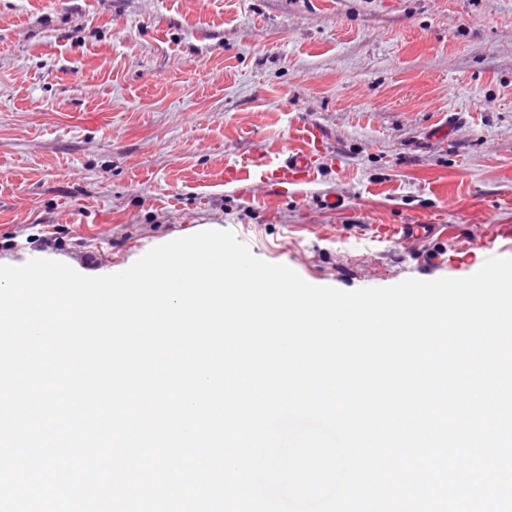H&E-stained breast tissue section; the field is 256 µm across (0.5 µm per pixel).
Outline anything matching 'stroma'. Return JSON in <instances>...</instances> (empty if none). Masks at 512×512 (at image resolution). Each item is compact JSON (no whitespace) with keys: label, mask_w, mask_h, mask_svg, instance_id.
<instances>
[{"label":"stroma","mask_w":512,"mask_h":512,"mask_svg":"<svg viewBox=\"0 0 512 512\" xmlns=\"http://www.w3.org/2000/svg\"><path fill=\"white\" fill-rule=\"evenodd\" d=\"M309 125L314 183L225 187ZM208 229L344 291L512 257V0H0V263Z\"/></svg>","instance_id":"1"}]
</instances>
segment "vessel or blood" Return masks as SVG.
I'll list each match as a JSON object with an SVG mask.
<instances>
[{"instance_id":"1","label":"vessel or blood","mask_w":512,"mask_h":512,"mask_svg":"<svg viewBox=\"0 0 512 512\" xmlns=\"http://www.w3.org/2000/svg\"><path fill=\"white\" fill-rule=\"evenodd\" d=\"M317 148L316 128L305 127L300 145L272 160H255L239 166H228L224 170V181L228 184L247 181L252 188L273 196L287 193L289 186L307 183L314 178L317 171Z\"/></svg>"}]
</instances>
